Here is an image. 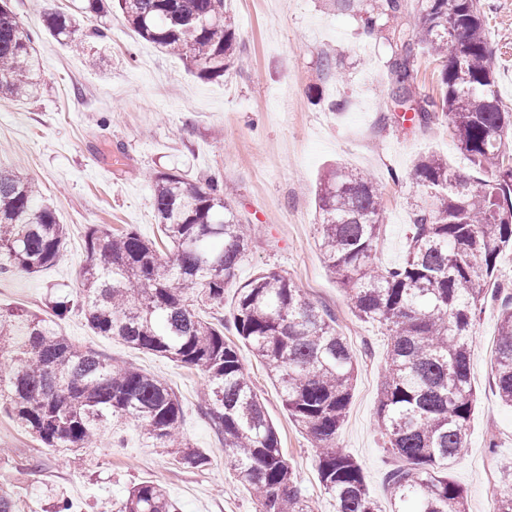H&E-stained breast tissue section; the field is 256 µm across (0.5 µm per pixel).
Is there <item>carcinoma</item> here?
Masks as SVG:
<instances>
[{
  "label": "carcinoma",
  "instance_id": "carcinoma-1",
  "mask_svg": "<svg viewBox=\"0 0 512 512\" xmlns=\"http://www.w3.org/2000/svg\"><path fill=\"white\" fill-rule=\"evenodd\" d=\"M82 13L112 15L206 80L224 76L238 49L224 0H85ZM404 13L403 0H377L364 23L372 29ZM44 26L82 45L74 15L49 12ZM391 36L392 98L413 111L414 124L443 120L472 165L493 177H466L433 154L419 159L411 179L425 200L415 205L401 261L384 268L376 262L385 230L381 188L369 174L336 164L317 187L318 247L356 316L388 331L376 416L393 461L389 512H466L465 491L449 470L466 448L476 402L472 329L490 301L500 303L495 386L512 405V295L492 287L499 255L512 248V112L496 91L481 0H419ZM424 56L440 66L435 96L417 92L413 66ZM39 70L32 32L10 0H0V98L33 96ZM152 190L161 242L94 224L85 233L76 303L53 301L45 316L0 309V411L57 451L105 440L118 446L133 424L178 464H209L179 440L181 401L163 380L62 333L59 321L77 311L95 335L204 376L202 412L224 437L226 464L254 496L256 512H314L235 344L224 338L228 328L266 363L284 409L311 437L336 512H379L361 466L336 443L357 360L335 317L268 269L238 286L224 325V287L246 255V225L213 178L191 183L177 170H158ZM67 235L22 167L0 169V274H33L54 263ZM498 483L497 512H512V462L500 466ZM118 512L179 507L160 484L141 481Z\"/></svg>",
  "mask_w": 512,
  "mask_h": 512
}]
</instances>
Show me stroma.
<instances>
[{
    "label": "stroma",
    "instance_id": "stroma-1",
    "mask_svg": "<svg viewBox=\"0 0 512 512\" xmlns=\"http://www.w3.org/2000/svg\"><path fill=\"white\" fill-rule=\"evenodd\" d=\"M372 3L362 0L360 8L348 9L343 0H225L237 22L240 53L223 78L206 80L112 19L106 39L87 38L82 52L72 51L44 30L42 19L49 9L77 13L80 0H11L20 21L38 33L43 71L36 97L0 100V167L25 166L67 224L69 237L53 265L34 274L0 275V307L44 313L50 296L74 295L90 225L131 228L159 239L155 171L175 168L194 182L221 176L238 219L252 227L236 281L225 289L224 308L232 310L237 284L273 268L334 313L337 330L358 359L337 443L361 465L383 507L389 465L375 411L387 335L354 315L325 267L317 246L316 189L337 163L376 179L386 224L377 257L391 266L407 247L420 195L409 174L419 157L435 153L462 175L475 171L443 121L421 127L400 122L390 94V28L363 29L361 12ZM483 3L498 94L512 110V0ZM326 55L332 68L323 74L318 66ZM336 99L343 110H330ZM498 326V305H487L473 329L476 404L466 451L450 470L467 494L468 512H495L498 469L512 462V406L500 401L494 387ZM61 328L80 345L164 379L182 403L181 436L210 463L184 468L148 447L130 426L121 447L103 443L78 454L57 453L1 413L0 484L19 512H47L52 490L66 497L71 512H118L127 488L140 481L159 482L182 512H255L253 497L224 462L223 438L198 407L202 375L94 335L77 314H69ZM237 350L315 512H336L320 485L309 436L283 408L264 364L245 344Z\"/></svg>",
    "mask_w": 512,
    "mask_h": 512
}]
</instances>
